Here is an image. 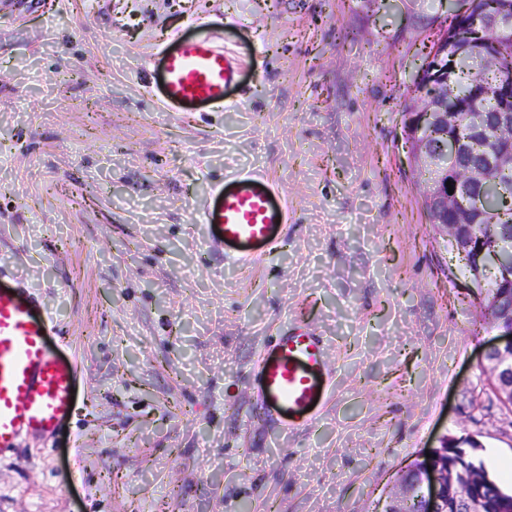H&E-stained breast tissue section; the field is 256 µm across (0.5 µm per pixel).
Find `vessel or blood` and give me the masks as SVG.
I'll return each instance as SVG.
<instances>
[{
  "label": "vessel or blood",
  "mask_w": 512,
  "mask_h": 512,
  "mask_svg": "<svg viewBox=\"0 0 512 512\" xmlns=\"http://www.w3.org/2000/svg\"><path fill=\"white\" fill-rule=\"evenodd\" d=\"M154 89L172 112L222 108L239 72V60L216 36L200 31L174 36L150 58ZM277 185L263 174L242 170L214 183L200 211L207 244L242 264L258 260L276 242L288 210L277 202ZM55 325L40 311L22 276L0 282V451L15 447L22 432L53 433L76 409L77 368L49 346ZM257 401L284 430L311 423L313 402L330 388L323 340L295 328L280 336L258 364Z\"/></svg>",
  "instance_id": "obj_1"
}]
</instances>
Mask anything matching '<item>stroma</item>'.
Here are the masks:
<instances>
[{
	"instance_id": "stroma-1",
	"label": "stroma",
	"mask_w": 512,
	"mask_h": 512,
	"mask_svg": "<svg viewBox=\"0 0 512 512\" xmlns=\"http://www.w3.org/2000/svg\"><path fill=\"white\" fill-rule=\"evenodd\" d=\"M0 14V269L76 359L55 438L0 454V512H373L401 471L468 435L512 486L498 332L422 208L402 103L455 0H17ZM201 21L241 61L224 110L170 112L148 57ZM255 169L288 207L238 265L199 223ZM299 326L331 388L291 431L258 362Z\"/></svg>"
}]
</instances>
